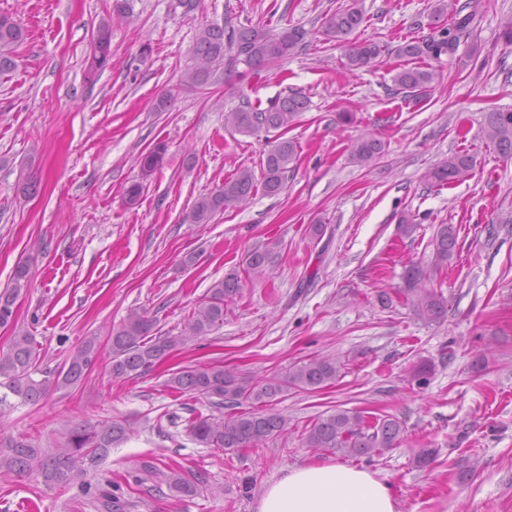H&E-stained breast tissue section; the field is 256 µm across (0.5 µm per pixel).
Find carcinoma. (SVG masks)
<instances>
[{
	"label": "carcinoma",
	"instance_id": "cac0c4a2",
	"mask_svg": "<svg viewBox=\"0 0 512 512\" xmlns=\"http://www.w3.org/2000/svg\"><path fill=\"white\" fill-rule=\"evenodd\" d=\"M475 0L458 5L456 0H437L433 17L435 27L426 38L406 40L395 48L403 60L392 77L396 92L406 98L422 101L432 90L437 73L430 61L453 53L460 35L468 30L476 15ZM111 22L102 20L93 38V54L88 67L92 75L107 68L111 61ZM364 23L362 11L355 5L339 7L326 13L322 27L337 44L346 47V66L358 69L376 61L382 46L372 40H352L353 34ZM306 32L303 28H270L264 25L240 26L208 24L199 29L192 50L194 66L187 73L185 85H206L221 67L231 73L237 66H246V72L256 78L270 65L284 61L303 49ZM25 40L24 29L8 16L0 15V73L14 66L16 47ZM309 100L299 91L279 94L262 102L242 100L234 110L224 114V126L247 136L260 132L277 131L274 144L262 158V180L256 183L249 169L237 171L208 193L198 196L186 221L190 224H208L224 208L247 201L262 188L267 195L278 194L284 186L289 165L297 157V143L284 137L301 113L308 110ZM486 133L499 151L512 156V112H491L486 119ZM383 152V142L373 137H362L351 146V159L366 167ZM165 146L156 144L141 154L139 166L141 181L126 190L128 203H135L148 180L164 161ZM475 168L474 157L467 152H456L431 168L427 181L433 187L443 188L467 180ZM457 244L456 230L451 224L438 226L433 238L430 263L413 262L405 268L403 286L396 291L397 298L408 306L413 315L425 323H439L448 313V301L443 293L427 288L424 282L434 278L448 267ZM280 241L267 243L264 249L246 253L242 272L233 271L216 282L208 299L192 312L188 328L196 336H205L224 324V305L234 299L242 279L251 280L266 275ZM30 280L29 268L16 267L11 288L0 292V326L13 321L15 299ZM154 320L133 311L109 336L110 371L115 378H136L150 371L178 346L176 336L153 335ZM98 337L90 336L71 354L64 366L53 377L41 380L38 373V354L33 338L25 333L13 336L7 350L0 351V405L13 395L24 402L36 403L53 386L67 387L82 381L100 358ZM337 362L327 358H311L297 363L283 378L248 379L222 366L185 367L170 374L166 386L173 391L195 394L219 412L233 410L228 417L201 414L188 420L187 430L198 442L218 448L224 453L242 448L257 447L280 437L288 430V419L271 409L276 398L294 388L315 392L332 384L340 376ZM252 409L237 411L242 404ZM132 433L124 419L114 418L97 425L71 422L60 432L55 448L45 451L34 446L28 438L0 436V473L22 475L37 469L46 482L67 486L85 477L86 468L94 467L106 457L111 448L124 442ZM308 448H331L350 457H370L399 447L405 439V428L395 417L386 416L370 421L357 409L338 408L323 416L301 434ZM201 478L187 479L178 472L169 476V489L180 496H191L198 490Z\"/></svg>",
	"mask_w": 512,
	"mask_h": 512
}]
</instances>
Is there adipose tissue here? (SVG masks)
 Returning a JSON list of instances; mask_svg holds the SVG:
<instances>
[{
  "label": "adipose tissue",
  "instance_id": "ef3b65f1",
  "mask_svg": "<svg viewBox=\"0 0 512 512\" xmlns=\"http://www.w3.org/2000/svg\"><path fill=\"white\" fill-rule=\"evenodd\" d=\"M257 512H397L390 487L370 472L325 463L292 468L267 485Z\"/></svg>",
  "mask_w": 512,
  "mask_h": 512
}]
</instances>
